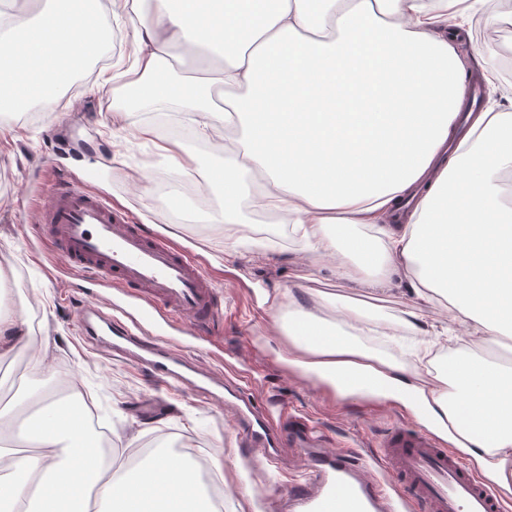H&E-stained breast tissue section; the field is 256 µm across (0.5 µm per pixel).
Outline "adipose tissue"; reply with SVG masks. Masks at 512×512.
I'll use <instances>...</instances> for the list:
<instances>
[{
	"label": "adipose tissue",
	"instance_id": "ef3b65f1",
	"mask_svg": "<svg viewBox=\"0 0 512 512\" xmlns=\"http://www.w3.org/2000/svg\"><path fill=\"white\" fill-rule=\"evenodd\" d=\"M0 0V112L45 106L103 50L104 11L133 33V62L117 76L127 102L181 104L221 157L206 172L219 192L206 223H240L242 202L284 216L335 274L377 288L412 274L413 292L448 301L467 328L446 376H405L355 344L362 305L335 321L304 310L285 331L295 366L344 396L391 398L417 409L441 438L512 483V371L479 356L512 338V207L499 176L512 170V113L456 119L466 64L448 38L468 0ZM221 55L223 109L209 82L188 83L170 47ZM242 127V137L230 131ZM266 189L250 196L243 175ZM362 233H355V226ZM203 466L166 454L122 471L66 409L21 386L0 407V512H217L204 507Z\"/></svg>",
	"mask_w": 512,
	"mask_h": 512
}]
</instances>
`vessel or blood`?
<instances>
[{
  "label": "vessel or blood",
  "instance_id": "obj_1",
  "mask_svg": "<svg viewBox=\"0 0 512 512\" xmlns=\"http://www.w3.org/2000/svg\"><path fill=\"white\" fill-rule=\"evenodd\" d=\"M57 255L69 266L120 285L136 300L115 344L139 345L147 326L186 321L202 330L217 313L216 290L185 253L148 237L108 201L79 183H56L40 212ZM144 363L162 381L182 383L185 362L173 346L148 347ZM230 420L243 446L262 449L276 464L282 445L309 450L312 425L286 430L274 410L257 403L249 379L226 389ZM381 478L363 475L371 460ZM308 480L291 486V512H502L496 491L439 448L428 431L401 427L370 453L358 449L310 453Z\"/></svg>",
  "mask_w": 512,
  "mask_h": 512
}]
</instances>
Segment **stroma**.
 I'll return each instance as SVG.
<instances>
[{
	"instance_id": "stroma-1",
	"label": "stroma",
	"mask_w": 512,
	"mask_h": 512,
	"mask_svg": "<svg viewBox=\"0 0 512 512\" xmlns=\"http://www.w3.org/2000/svg\"><path fill=\"white\" fill-rule=\"evenodd\" d=\"M464 25L465 47L474 60L466 83L482 86L481 109L512 108V12L492 7L491 0H471ZM131 35L123 33L117 50L76 77L62 91L54 111L40 101L23 105L28 120L0 115V307L25 314L37 340L48 343V366L27 370L22 384L51 388L63 377H76L112 441V455L129 463V449L141 448L155 434L167 443L191 445L194 455L220 460L224 512H257L256 494L264 496V512H280L291 484L304 479L306 466L298 448H282L277 467L242 470L244 452L228 420L224 401L201 395L192 387L167 389L133 353L102 357L94 341L84 338L79 321L85 308L110 312L122 295L116 284L91 279L67 267L43 239L39 210L47 188L63 177L86 181L88 189L144 226L151 234L167 230L170 246L190 254L217 289L222 315L206 333L183 336L181 354L200 374L224 378L225 361L256 377V396L270 408L312 421L325 448L356 441L373 446L393 425L420 426L419 417L399 401L362 396L341 397L287 361L288 338L280 327L287 309H276L273 295L293 291L298 302L325 315L332 302H355L366 309L365 329L379 334L416 315L422 335H434L450 322L443 304L424 305L411 294L409 277L394 281L381 298L369 296L336 278L331 265L312 254L281 225L278 241L264 238L267 226L258 213L245 210V231L228 240L222 225L193 226L197 207L184 192L156 197L159 173H172L169 161L137 125L142 112L117 115L113 105L122 89L112 75L131 62ZM492 70L495 83L483 82Z\"/></svg>"
}]
</instances>
